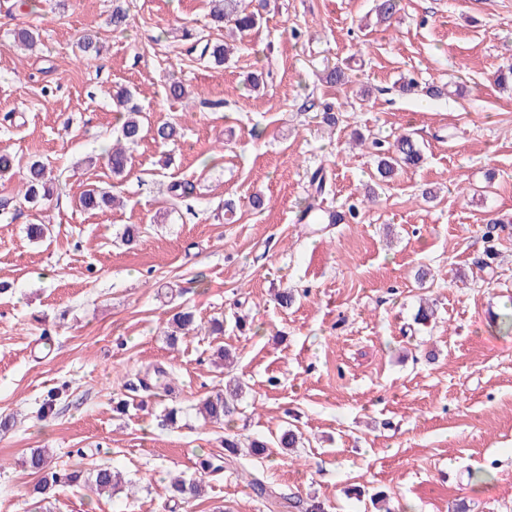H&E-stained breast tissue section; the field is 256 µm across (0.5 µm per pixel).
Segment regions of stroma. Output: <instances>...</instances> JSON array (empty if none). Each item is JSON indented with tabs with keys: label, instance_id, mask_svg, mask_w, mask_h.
<instances>
[{
	"label": "stroma",
	"instance_id": "obj_1",
	"mask_svg": "<svg viewBox=\"0 0 512 512\" xmlns=\"http://www.w3.org/2000/svg\"><path fill=\"white\" fill-rule=\"evenodd\" d=\"M0 0V154L15 171L40 161L59 192L47 211L0 213V512H41L36 475L20 466L46 448L59 469L112 466L129 482L111 496L57 488L52 512H292L296 498L326 512H512V0H399L390 25L374 0H271L248 46L229 62L199 64L194 38L209 0ZM29 26L41 46L24 52ZM88 36L99 54L83 53ZM350 78L326 83L333 68ZM262 81L251 87L248 78ZM418 89L403 93L404 81ZM181 81L190 106L171 98ZM443 89L431 99L427 88ZM130 90L150 127L180 122L167 144L144 138L116 179L104 152L117 134L112 95ZM330 105L335 124L323 123ZM415 134L419 167L382 180L372 139ZM363 146H355V138ZM323 168L321 206L358 221L301 220ZM192 197L170 207V184ZM123 206L80 208L86 185ZM261 196L253 207L252 196ZM233 202L226 212L225 202ZM50 234L29 240L28 225ZM136 225L139 236L121 235ZM425 281H418L419 271ZM294 290L291 306L276 296ZM435 321L414 320L423 298ZM224 334L169 345L173 308ZM225 346L229 368L212 354ZM161 366L173 392L147 397ZM243 385L230 425L195 414L225 381ZM63 395L54 416L41 404ZM129 401L128 412L115 409ZM181 411L177 424L164 419ZM301 434L249 464L281 495L257 497L247 474L223 468L224 434L241 441ZM215 468L199 474V461ZM204 478L187 504L177 475Z\"/></svg>",
	"mask_w": 512,
	"mask_h": 512
}]
</instances>
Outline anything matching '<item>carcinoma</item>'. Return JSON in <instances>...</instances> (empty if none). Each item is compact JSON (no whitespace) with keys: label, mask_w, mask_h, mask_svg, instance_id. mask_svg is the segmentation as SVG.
I'll return each mask as SVG.
<instances>
[{"label":"carcinoma","mask_w":512,"mask_h":512,"mask_svg":"<svg viewBox=\"0 0 512 512\" xmlns=\"http://www.w3.org/2000/svg\"><path fill=\"white\" fill-rule=\"evenodd\" d=\"M267 7V0H212L211 19L217 25H224L235 29L241 37L250 35L260 23L263 11ZM15 42L26 48L34 49L39 42V34L30 28H19L14 33ZM192 50L197 52V60L205 61L213 59L223 63L230 58L233 48L222 43L214 44L209 39L200 38ZM118 107L123 109L120 113L122 124L120 137L112 150L107 152V164L116 176L122 175L129 163L131 151L139 144L142 138L144 126L140 120L141 112L137 104L133 103V97L128 92H118L113 95ZM384 158L381 160L380 174L385 179L397 175L405 167L416 166L422 159V151L419 142L412 133H402L394 141L383 149ZM311 187L314 188L312 201L303 211L302 218L320 210L317 200L325 191L326 180L323 171L317 170L311 174ZM54 197V187L47 178L44 165L35 161L29 165L21 175L18 184V192L11 197L0 199V210L6 212L18 204H27L35 209L47 208ZM117 198L107 191L97 187L86 189L79 197V206L86 211H104L115 205ZM167 339L169 345L178 343V334L187 335L197 330L195 315L192 311L178 307L168 319ZM242 396V385L237 379L227 382L225 390L214 396L206 398L198 407L199 414L206 422H221L237 412L238 401ZM51 456L43 449L32 450L22 460V466L33 474L40 475L35 483L32 493L44 502L50 499L51 491L57 486L76 483L79 480L90 484L92 490L98 494H112L122 484V478L118 472L109 466H98L88 473L86 478H81L80 472L57 471L50 466ZM249 486L255 495L266 498L271 503H276V491L268 484L263 474L255 472L249 481ZM200 485L194 478L177 477L170 485L173 495H180L186 501H191L199 494Z\"/></svg>","instance_id":"cac0c4a2"}]
</instances>
